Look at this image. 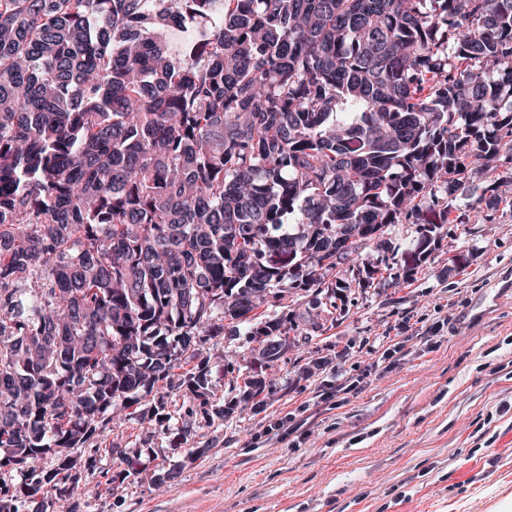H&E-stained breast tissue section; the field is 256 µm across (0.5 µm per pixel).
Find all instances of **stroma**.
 Wrapping results in <instances>:
<instances>
[{
	"label": "stroma",
	"instance_id": "obj_1",
	"mask_svg": "<svg viewBox=\"0 0 512 512\" xmlns=\"http://www.w3.org/2000/svg\"><path fill=\"white\" fill-rule=\"evenodd\" d=\"M489 180L504 200L489 222L441 225L424 249L416 225L390 227L410 278L365 287L345 268L334 314L301 291L277 308L302 334L277 361L255 360L243 324L202 345L215 404L248 374L261 402L178 448L114 427L148 480L106 482L100 462L90 512H512V163Z\"/></svg>",
	"mask_w": 512,
	"mask_h": 512
}]
</instances>
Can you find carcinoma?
<instances>
[{"instance_id":"carcinoma-1","label":"carcinoma","mask_w":512,"mask_h":512,"mask_svg":"<svg viewBox=\"0 0 512 512\" xmlns=\"http://www.w3.org/2000/svg\"><path fill=\"white\" fill-rule=\"evenodd\" d=\"M503 157L512 0H0V512L90 495L124 410L232 414L198 346L292 290L336 307L340 265L394 224L429 246Z\"/></svg>"}]
</instances>
